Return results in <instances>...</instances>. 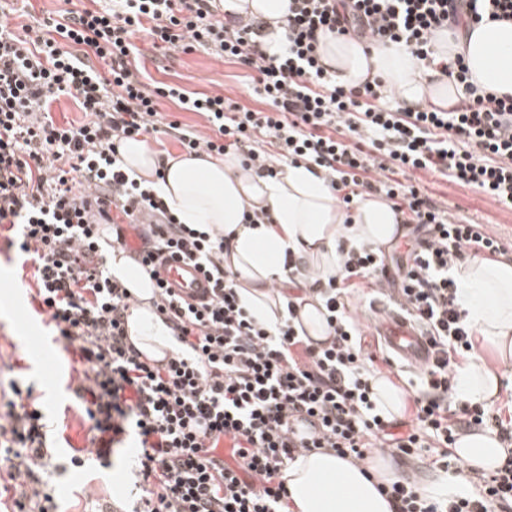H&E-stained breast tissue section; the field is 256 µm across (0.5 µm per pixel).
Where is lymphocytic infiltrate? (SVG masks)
Returning <instances> with one entry per match:
<instances>
[{"instance_id":"f902f5d3","label":"lymphocytic infiltrate","mask_w":512,"mask_h":512,"mask_svg":"<svg viewBox=\"0 0 512 512\" xmlns=\"http://www.w3.org/2000/svg\"><path fill=\"white\" fill-rule=\"evenodd\" d=\"M222 0H90L15 34L0 9V228L30 263L37 302L64 350L82 370L73 389L104 459L135 443L140 492L133 512H289L283 472L316 450L364 460L368 449L462 477L457 494L434 500L400 475L383 486L395 512H512V429L458 398L456 370L474 348L475 329L457 304L454 267L465 256L497 260L505 246L485 225L437 204L421 172L475 189L512 209V95L471 82L463 56L439 62L460 93L452 109L408 108L374 77L337 85L321 62L325 35L371 45L397 43L428 60L438 32L482 20L512 22V0H289L277 53L264 48L267 22L225 13ZM144 35L167 52L204 48L254 72L267 111L175 84L147 88L137 76ZM107 68L99 73L93 66ZM75 100L80 123L54 121L48 106ZM203 115L209 134L165 121L156 100ZM175 134L187 154L233 153L243 167L274 176L275 161L321 173L343 208L371 195L401 213L406 251L362 245L342 251L338 273L317 287L327 339L304 334L294 301L275 326L240 303L224 268V235L178 221L153 181L125 170V140ZM113 204L122 218L149 226L154 256L172 252L200 265L213 282L193 304L157 286L152 305L175 346L163 359L142 355L126 330L132 296L111 276L105 231ZM362 295L388 299L417 325L431 360L410 381L411 420L389 418L373 398L378 369L366 333L349 308ZM44 416L7 402L0 447L23 476L9 474L17 512H50L39 471L48 455ZM495 433L509 448L492 472L466 467L460 435ZM230 441L229 457L217 449Z\"/></svg>"}]
</instances>
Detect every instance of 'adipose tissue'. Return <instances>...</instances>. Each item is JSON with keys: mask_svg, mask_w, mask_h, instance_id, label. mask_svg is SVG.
I'll list each match as a JSON object with an SVG mask.
<instances>
[{"mask_svg": "<svg viewBox=\"0 0 512 512\" xmlns=\"http://www.w3.org/2000/svg\"><path fill=\"white\" fill-rule=\"evenodd\" d=\"M433 49L440 59L463 55L474 83L500 95L512 94V24L485 20L455 39L443 31ZM320 55L322 64L335 71L337 84L353 87L368 76L381 75L390 78L406 104L429 100L446 107L457 101V89L447 76L426 67L404 45L369 50L359 41L327 36ZM122 156L126 166L143 178L162 172L156 188L182 223L228 233L224 267L236 275L246 309L270 325L286 313L282 292L290 283L308 278L327 281L337 273L341 248L365 244L382 249L403 233L400 217L380 200L367 198L344 212L323 179L301 162L282 166L270 178L243 169L236 155L161 160L138 140L126 141ZM254 210L268 213L269 222L246 223L244 213ZM108 268L136 299L127 317L131 341L148 357L162 358L175 340L153 311L148 275L117 249L108 258ZM455 278L468 321L495 351L491 364L472 351L457 370L458 395L466 402L491 406L501 391L500 369L512 367V261L471 256L456 268ZM455 452L487 471L506 454L498 438L485 432L460 437ZM393 477L390 462L376 452L360 468L312 451L284 473L291 512H391L375 485Z\"/></svg>", "mask_w": 512, "mask_h": 512, "instance_id": "1", "label": "adipose tissue"}]
</instances>
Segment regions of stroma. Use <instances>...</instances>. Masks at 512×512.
<instances>
[{"mask_svg": "<svg viewBox=\"0 0 512 512\" xmlns=\"http://www.w3.org/2000/svg\"><path fill=\"white\" fill-rule=\"evenodd\" d=\"M147 80L177 84L190 92L221 94L255 111L267 105L254 94L252 72L203 50L165 56L146 40H138ZM429 193L476 222L507 246L512 259V209L489 203L476 190L432 176H423ZM21 258L0 240V405L13 388L31 389V403L48 424L49 456L40 476L57 505L55 512H99L104 503L125 501L136 451L121 449L97 461L90 452L91 423L69 387L76 367L44 328L32 305L31 278H19ZM81 465H74L73 457Z\"/></svg>", "mask_w": 512, "mask_h": 512, "instance_id": "stroma-1", "label": "stroma"}]
</instances>
